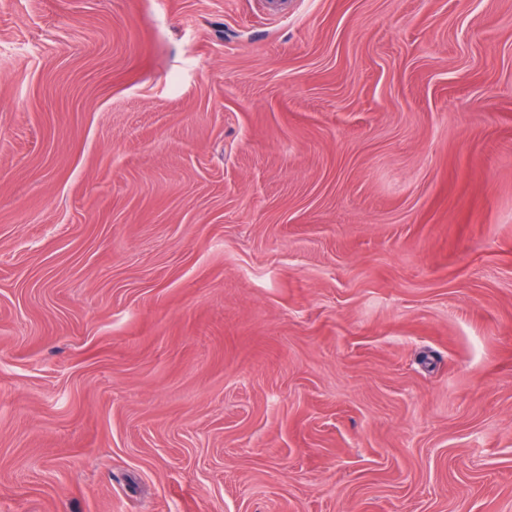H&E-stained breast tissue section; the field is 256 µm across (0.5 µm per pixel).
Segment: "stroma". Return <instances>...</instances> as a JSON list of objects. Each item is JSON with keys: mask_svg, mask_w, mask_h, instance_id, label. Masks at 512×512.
Listing matches in <instances>:
<instances>
[{"mask_svg": "<svg viewBox=\"0 0 512 512\" xmlns=\"http://www.w3.org/2000/svg\"><path fill=\"white\" fill-rule=\"evenodd\" d=\"M0 512H512V0H0Z\"/></svg>", "mask_w": 512, "mask_h": 512, "instance_id": "obj_1", "label": "stroma"}]
</instances>
